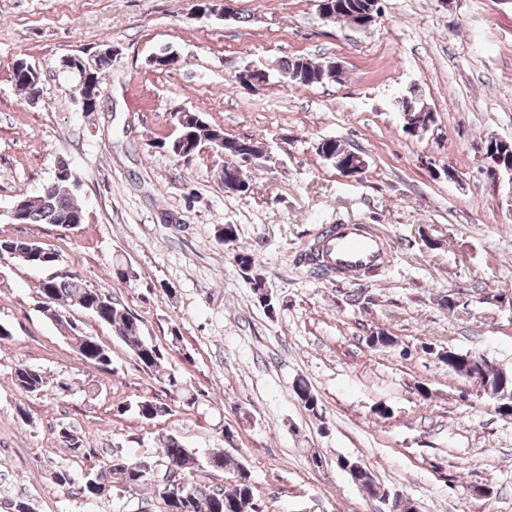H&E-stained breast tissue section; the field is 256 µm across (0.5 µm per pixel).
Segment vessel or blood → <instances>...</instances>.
I'll use <instances>...</instances> for the list:
<instances>
[{
	"instance_id": "obj_1",
	"label": "vessel or blood",
	"mask_w": 512,
	"mask_h": 512,
	"mask_svg": "<svg viewBox=\"0 0 512 512\" xmlns=\"http://www.w3.org/2000/svg\"><path fill=\"white\" fill-rule=\"evenodd\" d=\"M318 252L336 274L353 276L380 262L383 245L366 225L332 224L320 236Z\"/></svg>"
}]
</instances>
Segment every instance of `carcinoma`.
I'll use <instances>...</instances> for the list:
<instances>
[{
    "label": "carcinoma",
    "mask_w": 512,
    "mask_h": 512,
    "mask_svg": "<svg viewBox=\"0 0 512 512\" xmlns=\"http://www.w3.org/2000/svg\"><path fill=\"white\" fill-rule=\"evenodd\" d=\"M283 71H296L308 85L322 84L331 80L324 75L321 64L306 58L285 59L281 61ZM41 79L35 66L24 59H17L12 64L11 78L21 90L28 89L23 76ZM219 127L207 123L197 114L188 120V126L175 136L159 144L178 162L185 158L178 156V136H188L199 142L210 141ZM86 213L75 201L70 183L66 179L53 181V187L47 193L39 192L28 199L26 224H64L80 225L84 223ZM32 242L23 239H0V253L8 251L12 258L32 266H50L55 260L45 261L26 259ZM298 263L305 265L308 272L319 278L331 276L330 270L322 264L310 249L298 258ZM41 296L47 300L43 314L54 323L61 333L73 331L72 340L81 347V355L92 360L102 370H111L112 357L109 348L95 337L77 329V324L65 315L69 307H77L90 313L101 324L114 328L117 336L136 358L144 371L155 372L164 355L160 348L145 335L140 319L128 308L112 297H106L104 290L93 288L83 280L73 277H50L39 287ZM427 351L448 366L458 375L477 382L483 394L494 402V409L503 416L512 417V371H509L487 357L468 355L455 350L436 349L427 346ZM15 385L29 393L43 391L49 384L44 373L31 367H19L12 374ZM163 383L170 397L182 400L188 407L195 406L196 397L186 393L187 387L181 378L173 373L163 374ZM295 393L304 408L316 416L319 412L318 397L302 379L294 385ZM139 415L152 420L166 412V406L153 400H143L137 405ZM60 447L78 452L84 447V438L68 426L58 430ZM163 446L156 465L158 472H146L137 465V459L114 454L100 461L97 469L84 477H76L66 466L56 467L51 478L55 484L87 500L99 499L113 492L149 491V507L154 512H266L256 509L261 502L258 488L251 478V472L241 461L221 452L201 455L194 448L185 446L177 437H162ZM210 468L230 471L233 483L222 488L207 486L195 481L196 472ZM366 493L371 498L388 499L387 512H413L410 502L403 496L395 495L391 489L369 480L365 485Z\"/></svg>",
    "instance_id": "1"
}]
</instances>
